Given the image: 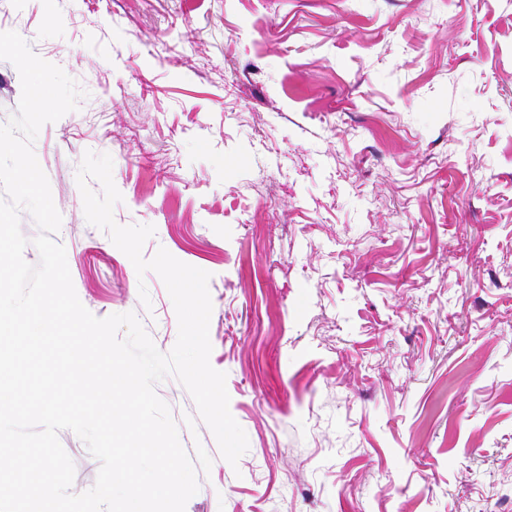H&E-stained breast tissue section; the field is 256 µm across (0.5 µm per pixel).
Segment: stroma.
Returning a JSON list of instances; mask_svg holds the SVG:
<instances>
[{"label":"stroma","instance_id":"stroma-1","mask_svg":"<svg viewBox=\"0 0 512 512\" xmlns=\"http://www.w3.org/2000/svg\"><path fill=\"white\" fill-rule=\"evenodd\" d=\"M7 31L85 92L33 143L83 306L176 343L160 277L85 219L88 151L144 257L211 275L249 448L159 382L212 459L185 512H512V0H0Z\"/></svg>","mask_w":512,"mask_h":512}]
</instances>
